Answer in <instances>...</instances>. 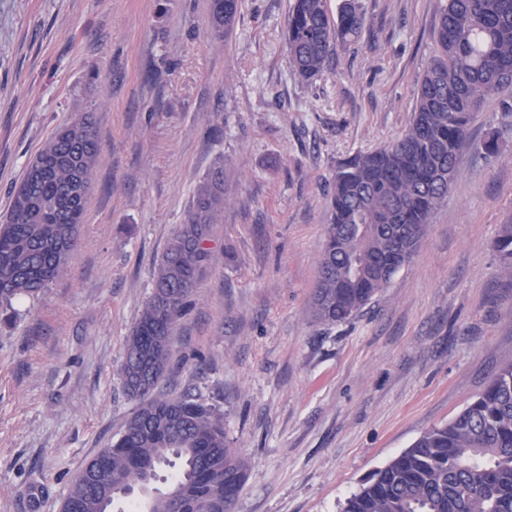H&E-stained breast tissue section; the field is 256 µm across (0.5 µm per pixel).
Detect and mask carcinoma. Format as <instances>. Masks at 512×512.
Wrapping results in <instances>:
<instances>
[{"mask_svg": "<svg viewBox=\"0 0 512 512\" xmlns=\"http://www.w3.org/2000/svg\"><path fill=\"white\" fill-rule=\"evenodd\" d=\"M239 0H210L211 29L227 35ZM359 0H293L288 52L302 79L320 77L333 46L356 38ZM438 54L423 71L408 129L395 141L336 163L329 222L312 297L315 318L350 322L416 254L448 196L469 124L489 97L512 96V0H444ZM99 141L93 113L57 129L30 161L0 223V306L38 296L63 275L84 223ZM224 166L211 169L153 271L152 291L126 340L124 390L136 402L124 430L70 483L61 512H110L120 494L177 471L148 512H231L247 464L229 448L224 416L192 394L157 391L170 342L224 218ZM512 275V224L494 242ZM342 512H512V362L448 423L423 432L348 497Z\"/></svg>", "mask_w": 512, "mask_h": 512, "instance_id": "obj_1", "label": "carcinoma"}]
</instances>
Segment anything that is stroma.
<instances>
[{
    "mask_svg": "<svg viewBox=\"0 0 512 512\" xmlns=\"http://www.w3.org/2000/svg\"><path fill=\"white\" fill-rule=\"evenodd\" d=\"M209 3L0 0V217L59 126L93 112L101 146L66 274L0 311V512H60L119 437L126 338L219 164L229 203L164 385L223 413L249 464L235 512H340L512 361V277L493 248L512 224V107L496 96L413 261L349 323L310 308L326 185L408 128L444 0H360V36L311 83L288 61L292 0H240L221 40Z\"/></svg>",
    "mask_w": 512,
    "mask_h": 512,
    "instance_id": "1",
    "label": "stroma"
}]
</instances>
